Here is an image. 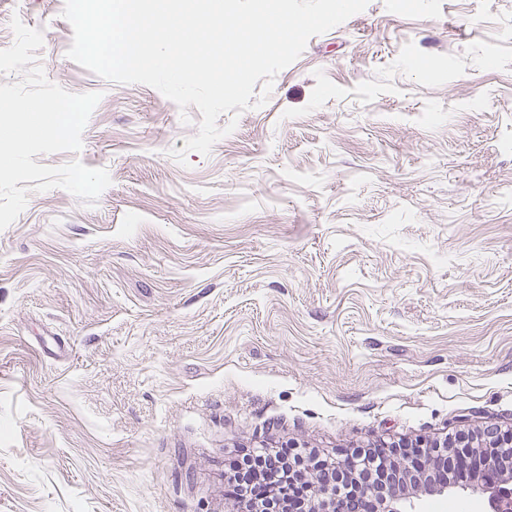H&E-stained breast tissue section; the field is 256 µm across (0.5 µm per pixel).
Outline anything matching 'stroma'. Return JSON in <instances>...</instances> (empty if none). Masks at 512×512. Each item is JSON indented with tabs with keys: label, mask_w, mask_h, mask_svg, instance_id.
<instances>
[{
	"label": "stroma",
	"mask_w": 512,
	"mask_h": 512,
	"mask_svg": "<svg viewBox=\"0 0 512 512\" xmlns=\"http://www.w3.org/2000/svg\"><path fill=\"white\" fill-rule=\"evenodd\" d=\"M64 6L0 0L102 95L35 161L112 183L0 230V512H232L252 450L512 430V0H370L183 165L199 110L70 60Z\"/></svg>",
	"instance_id": "35a3bbf8"
}]
</instances>
